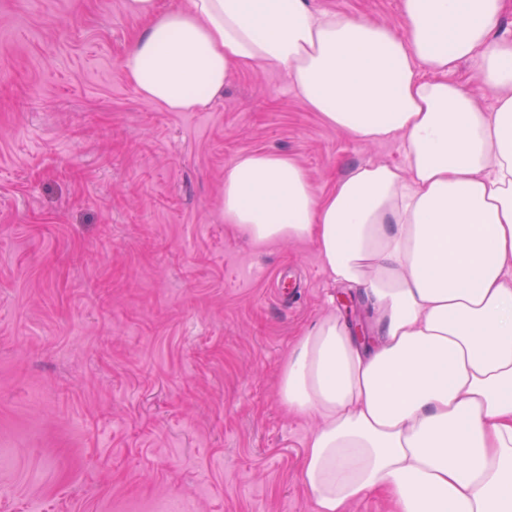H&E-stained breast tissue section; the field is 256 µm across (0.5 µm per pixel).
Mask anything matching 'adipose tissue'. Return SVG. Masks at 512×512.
<instances>
[{"label": "adipose tissue", "mask_w": 512, "mask_h": 512, "mask_svg": "<svg viewBox=\"0 0 512 512\" xmlns=\"http://www.w3.org/2000/svg\"><path fill=\"white\" fill-rule=\"evenodd\" d=\"M512 0H401L400 28L310 0H127L145 27L124 69L169 112L206 107L234 71H282L330 126L400 142L316 196L294 159L224 174L225 223L313 242L362 287L373 337L316 321L283 363L288 411L317 416L301 476L314 512L379 489L398 512H512ZM494 93L483 106L459 65Z\"/></svg>", "instance_id": "ef3b65f1"}]
</instances>
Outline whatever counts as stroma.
<instances>
[{"label": "stroma", "instance_id": "obj_1", "mask_svg": "<svg viewBox=\"0 0 512 512\" xmlns=\"http://www.w3.org/2000/svg\"><path fill=\"white\" fill-rule=\"evenodd\" d=\"M401 0H311L400 24ZM126 0H0V512H312L318 421L280 401L299 336L369 308L311 242L254 244L224 172L263 151L315 194L399 142L311 112L279 72L168 112L123 60Z\"/></svg>", "mask_w": 512, "mask_h": 512}]
</instances>
